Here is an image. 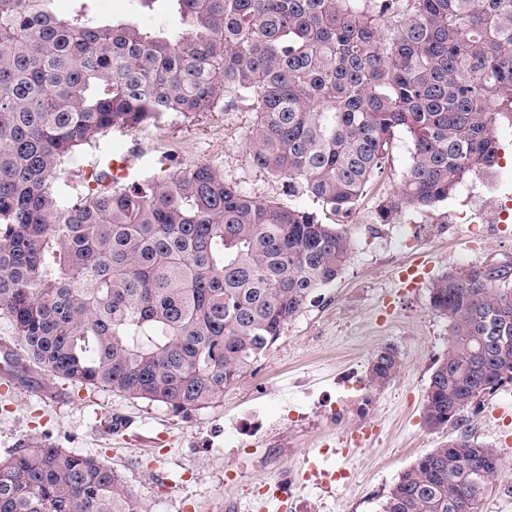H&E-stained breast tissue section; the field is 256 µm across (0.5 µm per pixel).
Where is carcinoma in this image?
Returning a JSON list of instances; mask_svg holds the SVG:
<instances>
[{"instance_id":"1","label":"carcinoma","mask_w":512,"mask_h":512,"mask_svg":"<svg viewBox=\"0 0 512 512\" xmlns=\"http://www.w3.org/2000/svg\"><path fill=\"white\" fill-rule=\"evenodd\" d=\"M56 2L0 0V317L50 378L206 408L350 253L336 223L245 193L207 163L64 194L65 166L114 129L243 102L256 112L253 165L334 217L385 174L404 133L411 162L379 204L387 224L498 164L512 0H171L174 34ZM429 292L450 340L423 419L460 428L512 381V287L466 269ZM401 365L380 350L371 384ZM498 468L463 433L404 470L380 512H481ZM0 512L145 510L97 458L26 441L0 458Z\"/></svg>"}]
</instances>
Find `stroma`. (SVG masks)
<instances>
[{
	"label": "stroma",
	"instance_id": "obj_1",
	"mask_svg": "<svg viewBox=\"0 0 512 512\" xmlns=\"http://www.w3.org/2000/svg\"><path fill=\"white\" fill-rule=\"evenodd\" d=\"M93 12L102 20L136 14L145 26L170 31L179 24L172 8L144 12L134 0H93ZM255 120L246 105L229 102L219 112L169 115L155 125L112 132L107 146L122 154L143 145L132 157L140 175L172 159L207 163L251 195L319 211L312 198L289 192L287 180L251 163ZM494 132L500 153L493 173H472L448 200L403 211L385 224L377 206L410 164L411 140L399 135L390 168L343 220L351 252L341 274L317 290L278 341L209 407L176 415L159 402L52 381L18 364L12 392L0 393V458L27 440L52 443L112 467L147 512L247 510L246 489L262 475L256 465L262 451L249 449V437L231 432L229 423L251 401L260 410L255 425L261 433H285L291 445L288 466L298 480L287 512H379L399 475L457 434L429 429L422 419L430 375L448 351V324L430 307L428 283L451 270L512 264V218H494L495 207L512 205V116L498 117ZM409 232L415 239L406 249L400 242ZM419 257L429 262L425 283L403 290L398 273ZM387 346L402 359L396 376L384 386L348 392L342 378L366 376L374 354ZM299 378L306 388L296 387ZM259 382L271 391L257 398L252 386ZM116 414L129 426L111 434L107 419ZM364 420L380 433L350 462L337 452L320 453L321 444H336ZM466 429L499 456L482 512H512V382L468 410Z\"/></svg>",
	"mask_w": 512,
	"mask_h": 512
}]
</instances>
